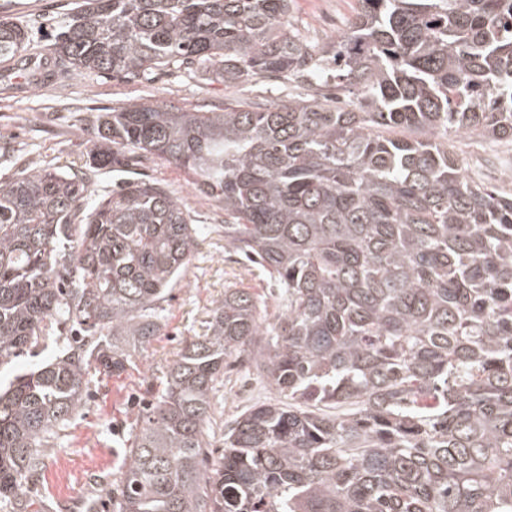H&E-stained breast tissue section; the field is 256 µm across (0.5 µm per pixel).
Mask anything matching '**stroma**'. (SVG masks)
Segmentation results:
<instances>
[{
  "mask_svg": "<svg viewBox=\"0 0 512 512\" xmlns=\"http://www.w3.org/2000/svg\"><path fill=\"white\" fill-rule=\"evenodd\" d=\"M358 0H294L293 17L299 30L322 43L333 41L347 29ZM310 79L271 80L259 75L227 86L207 73L160 71L150 77L115 79L81 77L65 82L0 88V174L10 173L14 160L43 168H76L90 148L89 124L99 113L131 102L172 104L188 111L222 110L228 98H243L265 108L289 98L318 97ZM470 178L501 194L512 195V143H499L489 151L479 138L449 142ZM133 178L160 180L182 201L194 224L205 233L198 252L184 269L178 285L159 304L161 336L133 350L124 371L104 377L90 372L89 397L70 420L60 439L45 448L43 467L36 480L15 497L0 501V512H76L88 499L91 512H112L100 493L103 485H119L135 437L143 425L142 409L163 392L169 366L182 340L202 334L211 309L228 288H243L276 312L278 290L273 283L237 257L224 252V221L220 203L194 190L187 175L157 158L130 156L126 167L101 171L93 187L102 193ZM67 339L55 333L41 337L11 364L0 367V383L16 374L50 362ZM272 391L252 371L232 365L212 403L219 430L211 437L215 453L224 451L225 425L251 406L270 400Z\"/></svg>",
  "mask_w": 512,
  "mask_h": 512,
  "instance_id": "obj_1",
  "label": "stroma"
}]
</instances>
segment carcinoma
Listing matches in <instances>:
<instances>
[{"instance_id":"carcinoma-1","label":"carcinoma","mask_w":512,"mask_h":512,"mask_svg":"<svg viewBox=\"0 0 512 512\" xmlns=\"http://www.w3.org/2000/svg\"><path fill=\"white\" fill-rule=\"evenodd\" d=\"M293 0H75L51 42L0 17V63L54 77L208 71L356 92L257 112L130 103L98 114L82 168L0 176V364L53 325L76 339L0 393V499L84 404L161 335L157 304L200 232L164 183L101 194L157 156L224 206V251L280 288L268 318L224 289L185 339L130 449L115 512H512V196L469 180L448 138L512 140V0H359L305 39ZM394 129L420 133L387 136ZM276 398L206 430L229 357Z\"/></svg>"}]
</instances>
